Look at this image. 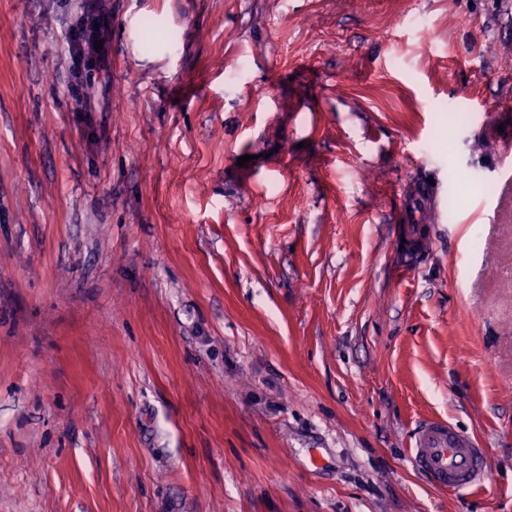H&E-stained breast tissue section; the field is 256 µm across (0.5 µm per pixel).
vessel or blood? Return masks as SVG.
I'll return each mask as SVG.
<instances>
[{
    "mask_svg": "<svg viewBox=\"0 0 512 512\" xmlns=\"http://www.w3.org/2000/svg\"><path fill=\"white\" fill-rule=\"evenodd\" d=\"M414 468L435 487L469 489L484 482L487 451L443 420H424L411 448Z\"/></svg>",
    "mask_w": 512,
    "mask_h": 512,
    "instance_id": "1",
    "label": "vessel or blood"
}]
</instances>
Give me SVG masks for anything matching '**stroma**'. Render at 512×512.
I'll return each instance as SVG.
<instances>
[{
  "label": "stroma",
  "instance_id": "stroma-1",
  "mask_svg": "<svg viewBox=\"0 0 512 512\" xmlns=\"http://www.w3.org/2000/svg\"><path fill=\"white\" fill-rule=\"evenodd\" d=\"M77 19L0 0V512H512V0ZM77 8L81 12L84 19V25L80 34L72 38L69 43V51L72 62L74 64L84 60L86 56L95 53V41L100 40V31L102 27V20L99 13L100 0H78ZM95 23H99V29L94 27ZM413 467L435 487L469 489L485 481L487 449L443 420H424L414 435Z\"/></svg>",
  "mask_w": 512,
  "mask_h": 512
}]
</instances>
